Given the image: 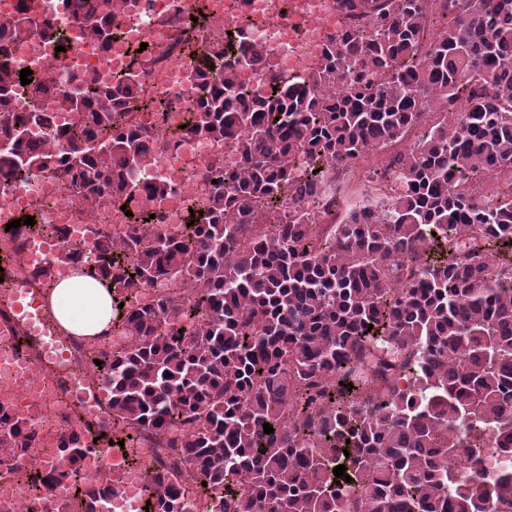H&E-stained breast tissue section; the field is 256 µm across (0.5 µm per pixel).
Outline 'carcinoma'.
Instances as JSON below:
<instances>
[{
    "instance_id": "cac0c4a2",
    "label": "carcinoma",
    "mask_w": 512,
    "mask_h": 512,
    "mask_svg": "<svg viewBox=\"0 0 512 512\" xmlns=\"http://www.w3.org/2000/svg\"><path fill=\"white\" fill-rule=\"evenodd\" d=\"M122 2L84 0L76 18L110 41ZM340 3L353 23L303 82H282L256 44L222 78L234 40L198 51L186 133L230 144L237 165L211 173L205 211L180 234L137 206L168 187L130 178L154 133L127 120L128 76L89 74L63 94L79 124L48 128L47 148L29 139L44 113L0 121L12 144L0 174L52 172L87 201L134 207L125 231L67 241L58 261L92 249L112 323L135 340L85 364L105 370L128 455L135 434L160 445L149 512H192L197 490L206 512H512V192L476 191L480 177L512 185V0ZM33 33L0 22V46ZM238 63L262 66L275 90L241 103ZM17 83L0 67V102ZM412 132L389 170L397 192L339 216L355 160ZM178 275L191 294L119 307ZM84 435H63L33 485L65 484L97 512L114 487L85 475ZM31 441L0 403V467ZM29 512H73L72 500Z\"/></svg>"
}]
</instances>
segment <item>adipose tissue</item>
Returning <instances> with one entry per match:
<instances>
[{"label":"adipose tissue","instance_id":"ef3b65f1","mask_svg":"<svg viewBox=\"0 0 512 512\" xmlns=\"http://www.w3.org/2000/svg\"><path fill=\"white\" fill-rule=\"evenodd\" d=\"M49 303L61 326L72 335L93 338L111 329L110 287L89 278L82 267H71L54 288Z\"/></svg>","mask_w":512,"mask_h":512}]
</instances>
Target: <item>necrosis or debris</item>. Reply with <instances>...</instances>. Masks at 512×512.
Listing matches in <instances>:
<instances>
[{
	"instance_id": "4bbe7bcc",
	"label": "necrosis or debris",
	"mask_w": 512,
	"mask_h": 512,
	"mask_svg": "<svg viewBox=\"0 0 512 512\" xmlns=\"http://www.w3.org/2000/svg\"><path fill=\"white\" fill-rule=\"evenodd\" d=\"M213 35L233 33L260 43L289 80H304L320 58L327 31L345 24L338 14L337 0H209ZM18 0H0V21L27 20L39 32L30 40L0 51V65L18 72L27 68L45 76L48 90L32 100L24 87H15L8 108L13 112L34 110L50 115L57 127L75 125L76 116L60 104V94L75 91L87 72L96 73L102 84H112L118 74L135 75L140 93L129 118L152 130L155 140L145 170L135 172L138 181L166 184L167 195L148 200L162 223L182 230L189 211H201L207 192L210 167L230 164L228 148L204 140L187 139L182 127L199 98L201 88L192 78V52L174 55L170 47L176 30L167 18L182 15L180 0H125L120 11V29L109 45H102L84 34L74 18L77 0H27L25 11H18ZM152 52L150 60H137L133 52L140 44ZM173 101L169 110L155 109L156 101ZM32 214L42 224L18 246L21 266L47 270L53 267L63 240H90L100 232L124 227L129 219L119 201L106 199L85 207L75 190L56 175L43 172L25 182L0 179V220L11 222ZM13 355L0 345V395L6 396L26 419L34 437L29 457L19 469L0 473V512H21L32 499L28 473L31 467H48L60 435L81 422L98 428L112 425L103 408L88 414L71 409L74 380L99 383V374L83 367H70L60 381L58 403L30 408L27 392L36 388L41 376L28 368L23 377L12 376ZM157 455L153 440H140L139 463L115 459L111 449H99L87 473L94 478L118 482L120 491L107 500L102 512H144L145 475Z\"/></svg>"
}]
</instances>
